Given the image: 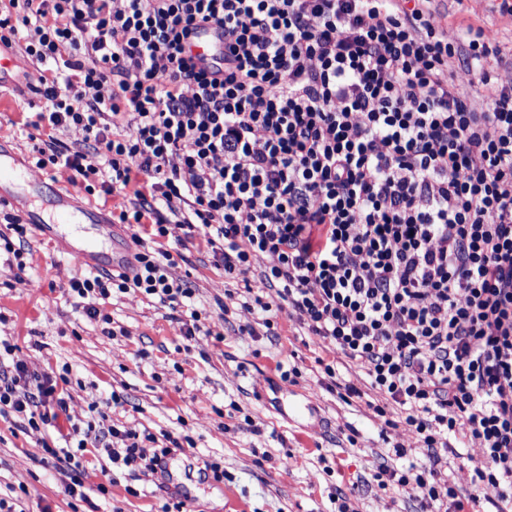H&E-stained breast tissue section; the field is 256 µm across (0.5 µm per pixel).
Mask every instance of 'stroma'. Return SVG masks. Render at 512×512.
<instances>
[{
    "instance_id": "stroma-1",
    "label": "stroma",
    "mask_w": 512,
    "mask_h": 512,
    "mask_svg": "<svg viewBox=\"0 0 512 512\" xmlns=\"http://www.w3.org/2000/svg\"><path fill=\"white\" fill-rule=\"evenodd\" d=\"M446 17L449 37L459 25L482 26L512 48V17L495 12L491 0H434ZM38 96L0 88V138L31 156L36 144L28 127ZM88 224L58 226L56 238L31 234L22 245L27 263L18 271L0 240V337L15 344V358L40 371L66 372L67 411L55 426L36 431L0 417V498L18 512H161L168 495L154 475L112 466L86 454L88 499H70L62 477L43 464L45 446H59L71 423L87 420L90 393L110 401L112 420L128 429L170 434L180 446L169 462L171 484L188 487L186 512H336L334 488L349 497V512H415L416 503L396 488H379L381 464H423L427 451L404 428L384 430V420L366 399H340L322 383L317 358L333 360L306 335L296 317L279 313L275 335H267L259 312L241 306L242 279L225 277L204 245L189 248L177 276L193 290L187 305L207 313L205 332L179 333L182 312L138 293L117 294L102 305L110 325L88 318L68 295L82 267L65 259L62 242L93 234ZM232 292L228 312L217 302ZM225 299V298H224ZM296 366L297 382L281 380ZM316 392L320 419L282 413V406ZM407 457L389 456L393 443ZM224 468L220 483H204L203 462ZM106 485L100 494L98 485Z\"/></svg>"
}]
</instances>
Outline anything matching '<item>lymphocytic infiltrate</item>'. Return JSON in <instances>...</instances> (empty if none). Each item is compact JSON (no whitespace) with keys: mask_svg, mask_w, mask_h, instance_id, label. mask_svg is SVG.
<instances>
[{"mask_svg":"<svg viewBox=\"0 0 512 512\" xmlns=\"http://www.w3.org/2000/svg\"><path fill=\"white\" fill-rule=\"evenodd\" d=\"M431 2L0 0V41L56 65L37 89L49 135L36 167L118 198L119 223L150 239L174 225L202 236L225 276L257 273L244 306L266 329L289 311L364 372L378 415L428 451L425 465H380V487L419 512H512V83L495 75L512 54L479 26L449 37ZM203 22L224 30L219 78L187 54ZM70 126L82 146L56 138ZM175 265L147 246L69 295L105 324L116 291L177 304L193 291ZM0 350V416L53 425L58 377ZM104 406L91 396L73 443L49 451L75 500L87 450L143 473L172 452ZM469 439L481 456L463 498L442 463Z\"/></svg>","mask_w":512,"mask_h":512,"instance_id":"lymphocytic-infiltrate-1","label":"lymphocytic infiltrate"}]
</instances>
